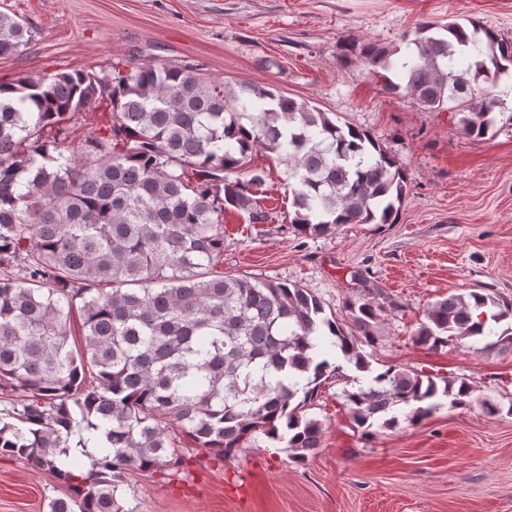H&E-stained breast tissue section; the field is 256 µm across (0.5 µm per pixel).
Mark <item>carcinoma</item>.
<instances>
[{
	"mask_svg": "<svg viewBox=\"0 0 512 512\" xmlns=\"http://www.w3.org/2000/svg\"><path fill=\"white\" fill-rule=\"evenodd\" d=\"M28 33L0 11V57ZM340 63L424 110L454 103L463 131L483 139L497 123L483 84L512 69V38L472 20L424 21L402 47L348 38ZM96 105L105 120L72 144L75 116ZM259 148L288 168L298 232L397 222L409 192L397 161L367 132L271 87L126 58L0 82V456L68 486L49 512H123L127 472L184 468L174 427L218 459L261 431L303 462L324 433L307 404L338 369L316 355L320 340L371 371L364 347L385 313L376 293L337 317L296 284L218 269L224 211L250 208L264 181L248 169ZM481 336L512 345L511 301L442 298L415 341L437 350ZM354 383L343 405L368 438L397 425L395 409L418 423L444 398L501 413L467 378L440 385L391 365Z\"/></svg>",
	"mask_w": 512,
	"mask_h": 512,
	"instance_id": "carcinoma-1",
	"label": "carcinoma"
}]
</instances>
